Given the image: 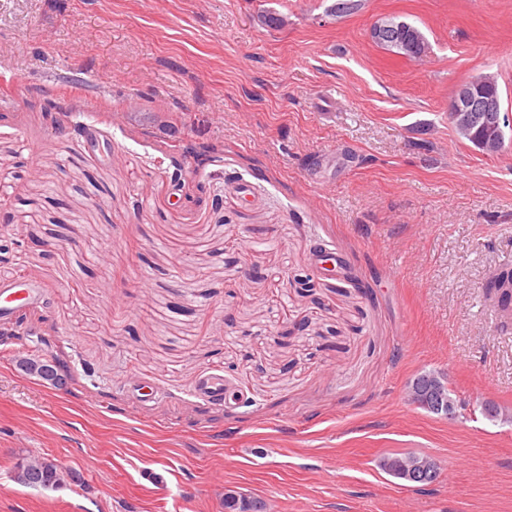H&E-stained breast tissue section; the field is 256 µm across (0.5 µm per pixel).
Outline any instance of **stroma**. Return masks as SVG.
<instances>
[{
  "label": "stroma",
  "instance_id": "1",
  "mask_svg": "<svg viewBox=\"0 0 512 512\" xmlns=\"http://www.w3.org/2000/svg\"><path fill=\"white\" fill-rule=\"evenodd\" d=\"M332 2L0 0V280L46 288L0 343V512H512V421L482 413L512 412L484 290L512 266V128L486 156L448 119L486 73L512 113V0ZM388 15L426 57L372 41ZM430 370L469 413L407 402ZM25 450L83 486L16 484ZM407 452L439 479L380 468ZM381 27H388L392 31H406L411 33V40L406 43V50L404 53L407 57L418 58L423 56L429 49V43L425 38L423 32L416 25L407 21H396L393 17L377 22ZM29 357H23L22 370L26 368L38 375L41 380L58 388L66 387L69 380L66 367L53 359H49L39 353H27Z\"/></svg>",
  "mask_w": 512,
  "mask_h": 512
}]
</instances>
